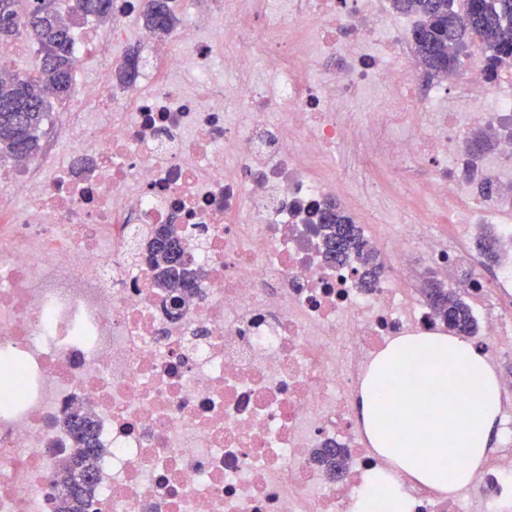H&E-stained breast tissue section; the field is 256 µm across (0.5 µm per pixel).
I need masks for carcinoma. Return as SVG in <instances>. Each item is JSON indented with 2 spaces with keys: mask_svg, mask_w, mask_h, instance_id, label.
<instances>
[{
  "mask_svg": "<svg viewBox=\"0 0 512 512\" xmlns=\"http://www.w3.org/2000/svg\"><path fill=\"white\" fill-rule=\"evenodd\" d=\"M80 11L83 19L104 23L111 17L113 0H86ZM392 7L403 15H415L420 22L411 39L415 56L430 78H446L460 65V50L471 43L485 55L489 77L502 66H512V0H465L463 10L453 8L454 0H391ZM12 19L11 27L0 29V47L16 40L30 43L36 55V68L21 72L0 62V158L18 155L25 145L27 155L40 150L43 128L50 118L52 102L62 103L75 95L70 70V49L75 27L73 15L62 11L60 0H0V18ZM142 22L161 39L176 25L168 0H147ZM325 256L335 263L351 254L364 257L361 283L369 286L381 271L382 264L355 224L337 202L320 214ZM172 224L152 228L147 248V262L154 271L157 287L167 294H180L182 302L194 296L187 284L196 279L192 267L184 264L187 255L183 238L174 235ZM441 306L447 309L454 326L464 335L476 333V319L469 304L451 288H439ZM79 421L70 418L62 425L83 448L78 456L59 462L55 482L63 483L76 470L94 471L98 454L94 424L87 411ZM94 485L83 487L67 499L55 498L56 512H85Z\"/></svg>",
  "mask_w": 512,
  "mask_h": 512,
  "instance_id": "carcinoma-1",
  "label": "carcinoma"
}]
</instances>
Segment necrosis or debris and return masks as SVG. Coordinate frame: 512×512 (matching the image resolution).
Returning <instances> with one entry per match:
<instances>
[{"label":"necrosis or debris","instance_id":"obj_1","mask_svg":"<svg viewBox=\"0 0 512 512\" xmlns=\"http://www.w3.org/2000/svg\"><path fill=\"white\" fill-rule=\"evenodd\" d=\"M274 5L172 0L179 23L160 42L138 24L146 0H115L111 33L73 37L79 94L53 139L0 161V512H54L57 455L80 451L58 422L77 401L100 448L86 512H347L378 465L355 415L361 375L389 337L439 329L413 293L428 274L512 355V67L487 80L474 49L446 86L423 79L414 21L386 0ZM132 38L145 53L119 85ZM259 56L270 79L242 80ZM372 93L384 105L359 118ZM489 127L497 148L472 153ZM348 143L363 198L381 195L385 168L442 199L454 229L371 237L387 265L367 288L360 260L327 261L317 231L350 179L316 164ZM154 224L185 228L199 272L174 318L132 256ZM479 224L500 247L491 280ZM327 446L342 477L315 460ZM471 492L512 498V465Z\"/></svg>","mask_w":512,"mask_h":512}]
</instances>
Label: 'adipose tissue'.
I'll return each instance as SVG.
<instances>
[{"label":"adipose tissue","instance_id":"1","mask_svg":"<svg viewBox=\"0 0 512 512\" xmlns=\"http://www.w3.org/2000/svg\"><path fill=\"white\" fill-rule=\"evenodd\" d=\"M501 391L467 338H394L361 381L359 420L383 464L368 472L350 512H413L409 481L448 495L467 487L498 440Z\"/></svg>","mask_w":512,"mask_h":512}]
</instances>
